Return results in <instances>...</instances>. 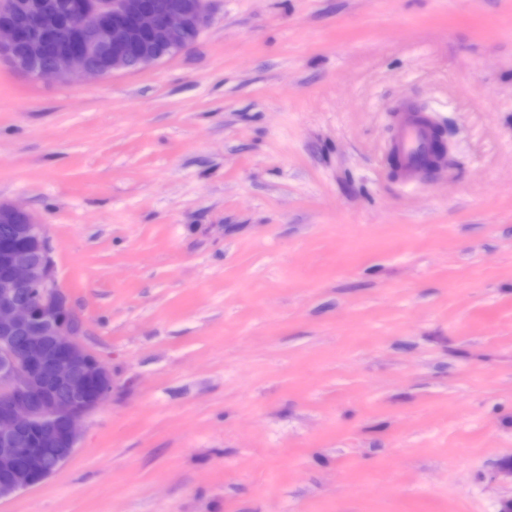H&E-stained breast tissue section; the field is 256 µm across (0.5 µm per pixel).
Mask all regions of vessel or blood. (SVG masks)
<instances>
[{
  "label": "vessel or blood",
  "mask_w": 512,
  "mask_h": 512,
  "mask_svg": "<svg viewBox=\"0 0 512 512\" xmlns=\"http://www.w3.org/2000/svg\"><path fill=\"white\" fill-rule=\"evenodd\" d=\"M393 151L400 160V174L413 179L428 171L434 160V137L430 118L421 112L397 113Z\"/></svg>",
  "instance_id": "1"
}]
</instances>
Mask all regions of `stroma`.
<instances>
[{
    "mask_svg": "<svg viewBox=\"0 0 512 512\" xmlns=\"http://www.w3.org/2000/svg\"><path fill=\"white\" fill-rule=\"evenodd\" d=\"M207 7L140 70L0 57V202L113 382L0 512H512V0ZM393 151L400 160V174L408 180L428 171L435 160L432 122L423 112H397Z\"/></svg>",
    "mask_w": 512,
    "mask_h": 512,
    "instance_id": "1",
    "label": "stroma"
}]
</instances>
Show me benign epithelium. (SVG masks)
<instances>
[{
    "mask_svg": "<svg viewBox=\"0 0 512 512\" xmlns=\"http://www.w3.org/2000/svg\"><path fill=\"white\" fill-rule=\"evenodd\" d=\"M207 0H5L0 51L35 78H103L154 65L192 45ZM0 499L52 477L112 374L83 343V322L56 282L43 225L0 203Z\"/></svg>",
    "mask_w": 512,
    "mask_h": 512,
    "instance_id": "1",
    "label": "benign epithelium"
}]
</instances>
